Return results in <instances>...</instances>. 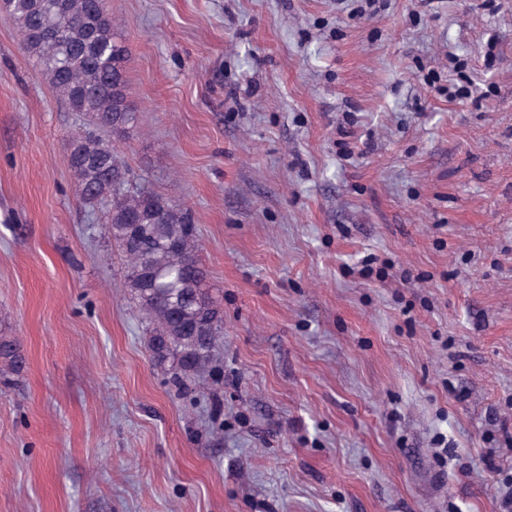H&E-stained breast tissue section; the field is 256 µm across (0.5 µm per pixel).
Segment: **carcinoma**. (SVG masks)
Here are the masks:
<instances>
[{
    "instance_id": "1",
    "label": "carcinoma",
    "mask_w": 512,
    "mask_h": 512,
    "mask_svg": "<svg viewBox=\"0 0 512 512\" xmlns=\"http://www.w3.org/2000/svg\"><path fill=\"white\" fill-rule=\"evenodd\" d=\"M16 21L24 53L69 110L89 129L70 139L67 161L82 202L111 201L105 234L124 258L123 282L149 328L152 361L176 382L205 390L224 339L223 309L211 276L198 259L196 227L188 209L148 185H127L130 169L109 140L129 138L139 110L127 93L130 48L118 32L108 0H0ZM23 354L18 339L0 336V385L11 384Z\"/></svg>"
}]
</instances>
